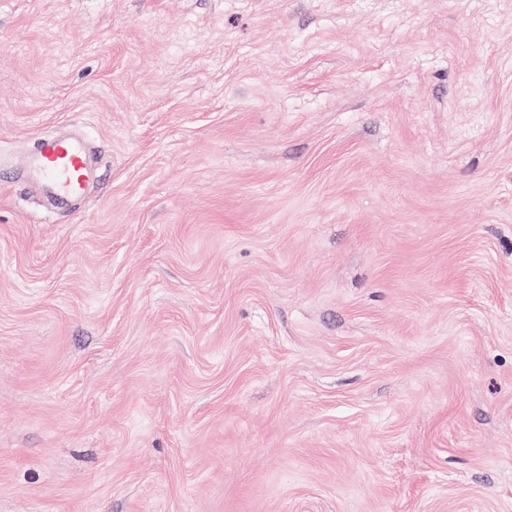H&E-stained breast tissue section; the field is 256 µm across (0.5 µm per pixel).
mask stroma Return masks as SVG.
I'll return each mask as SVG.
<instances>
[{
    "mask_svg": "<svg viewBox=\"0 0 512 512\" xmlns=\"http://www.w3.org/2000/svg\"><path fill=\"white\" fill-rule=\"evenodd\" d=\"M0 512H512V0H0ZM28 166L57 195L69 198L82 197L94 175L85 142L72 137H40Z\"/></svg>",
    "mask_w": 512,
    "mask_h": 512,
    "instance_id": "35a3bbf8",
    "label": "stroma"
}]
</instances>
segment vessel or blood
<instances>
[{"label":"vessel or blood","instance_id":"1","mask_svg":"<svg viewBox=\"0 0 512 512\" xmlns=\"http://www.w3.org/2000/svg\"><path fill=\"white\" fill-rule=\"evenodd\" d=\"M28 166L57 195L69 198L82 197L94 175L85 142L72 137H40Z\"/></svg>","mask_w":512,"mask_h":512}]
</instances>
